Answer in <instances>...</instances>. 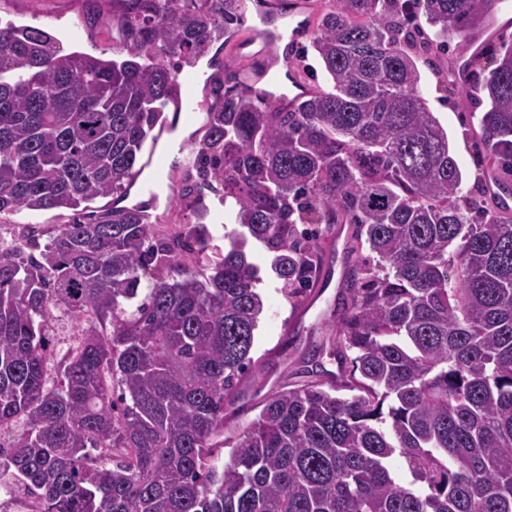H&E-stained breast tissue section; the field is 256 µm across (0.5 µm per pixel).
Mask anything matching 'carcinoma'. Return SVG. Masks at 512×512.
<instances>
[{
    "mask_svg": "<svg viewBox=\"0 0 512 512\" xmlns=\"http://www.w3.org/2000/svg\"><path fill=\"white\" fill-rule=\"evenodd\" d=\"M105 2L117 59L0 23V214L73 211L0 245V490L28 512H512V208L493 191L512 181V46L445 80L489 102L477 200L414 61L467 43L492 0H332L312 40L326 86L292 105L210 80L177 198L202 217L221 183L241 227L222 252L202 224L159 238L141 206L88 204L127 195L177 65L243 0ZM338 224L340 372L312 350V380L216 441L263 311L248 239L296 303ZM56 311L81 339L50 386Z\"/></svg>",
    "mask_w": 512,
    "mask_h": 512,
    "instance_id": "1",
    "label": "carcinoma"
}]
</instances>
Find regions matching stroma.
<instances>
[{
  "label": "stroma",
  "mask_w": 512,
  "mask_h": 512,
  "mask_svg": "<svg viewBox=\"0 0 512 512\" xmlns=\"http://www.w3.org/2000/svg\"><path fill=\"white\" fill-rule=\"evenodd\" d=\"M0 17L19 25L39 27L58 36L71 49L105 59L114 57L116 44L112 40L111 16L105 0H0ZM262 26L255 17H247L240 32L228 34V43L216 58L202 57L195 64H182L183 73L210 74L224 69H238L242 57L239 42L254 37ZM421 73L419 88L431 112L448 132L452 154L463 175L462 188L470 190L482 178L487 159L477 152L475 142L480 132L479 119L485 110L460 95L447 90L425 60H418ZM199 102L196 117L182 121L175 128L161 130L156 151L177 152L179 147L193 149L203 135L204 117L212 98L204 84H197ZM184 177L181 168L164 167L152 190L133 187L129 203L142 204L155 224L157 235L171 232L174 226L205 223L214 247L227 246L226 235L231 232L232 215L225 211L223 189L215 187L203 193L205 218L180 205L175 188ZM70 218L69 211L52 210L39 213L22 211L0 216V243H17L25 225L61 224ZM338 280L317 282L299 303L284 296L278 281L264 276L259 285L264 308L255 332L252 358L255 366L244 379L238 397L226 403L224 435L235 439L256 417L268 397L282 385H301L306 378L302 372L308 349L329 345L333 338L331 326L337 319Z\"/></svg>",
  "instance_id": "35a3bbf8"
}]
</instances>
